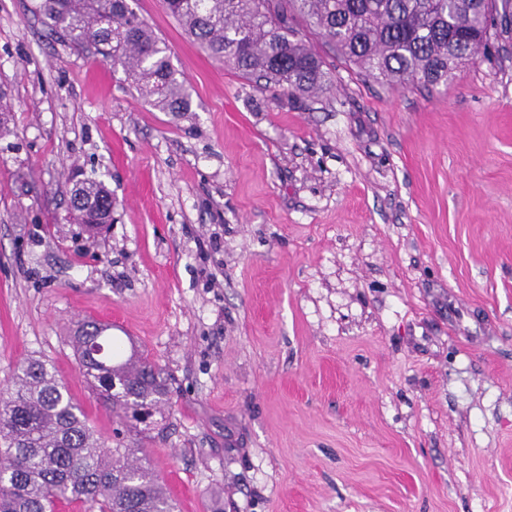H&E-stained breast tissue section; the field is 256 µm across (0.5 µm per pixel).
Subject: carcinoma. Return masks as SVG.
I'll return each instance as SVG.
<instances>
[{
    "mask_svg": "<svg viewBox=\"0 0 512 512\" xmlns=\"http://www.w3.org/2000/svg\"><path fill=\"white\" fill-rule=\"evenodd\" d=\"M165 11L220 64L248 80L291 93L329 83L323 62L298 38L299 19L362 73L389 86L448 84L512 25V0H162ZM48 35L122 69L162 112L191 111L170 49L129 0H37ZM70 208L81 224L112 221V192L96 179L75 184ZM83 321L71 337L96 399L126 424L145 422L170 401V378L145 351ZM115 434L105 445L48 361H20L0 387V512H56L78 501L85 512H175L147 458Z\"/></svg>",
    "mask_w": 512,
    "mask_h": 512,
    "instance_id": "cac0c4a2",
    "label": "carcinoma"
}]
</instances>
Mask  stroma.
<instances>
[{
    "instance_id": "stroma-1",
    "label": "stroma",
    "mask_w": 512,
    "mask_h": 512,
    "mask_svg": "<svg viewBox=\"0 0 512 512\" xmlns=\"http://www.w3.org/2000/svg\"><path fill=\"white\" fill-rule=\"evenodd\" d=\"M0 0V383L110 325L172 377L145 448L178 512H512V28L448 85L388 87L308 29L318 95L208 58L161 0L189 112ZM112 223L70 215L77 181ZM70 208L80 224L101 227L112 221V192L96 179H84L75 184Z\"/></svg>"
}]
</instances>
